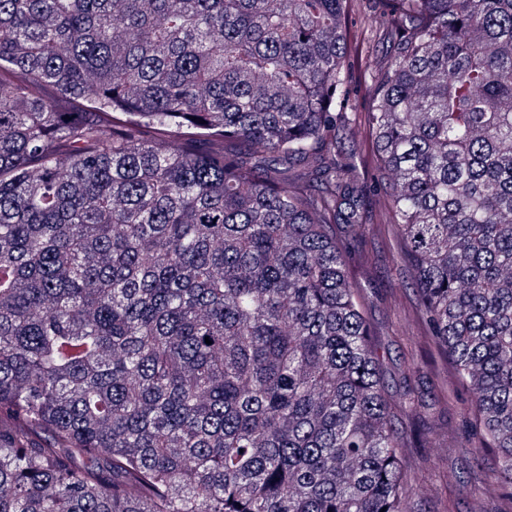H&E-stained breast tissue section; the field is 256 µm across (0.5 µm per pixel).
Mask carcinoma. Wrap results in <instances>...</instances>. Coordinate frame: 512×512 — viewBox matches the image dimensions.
I'll list each match as a JSON object with an SVG mask.
<instances>
[{
    "label": "carcinoma",
    "mask_w": 512,
    "mask_h": 512,
    "mask_svg": "<svg viewBox=\"0 0 512 512\" xmlns=\"http://www.w3.org/2000/svg\"><path fill=\"white\" fill-rule=\"evenodd\" d=\"M376 206L503 490L512 0H0V512H408Z\"/></svg>",
    "instance_id": "carcinoma-1"
}]
</instances>
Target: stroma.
I'll list each match as a JSON object with an SVG mask.
<instances>
[{
  "instance_id": "35a3bbf8",
  "label": "stroma",
  "mask_w": 512,
  "mask_h": 512,
  "mask_svg": "<svg viewBox=\"0 0 512 512\" xmlns=\"http://www.w3.org/2000/svg\"><path fill=\"white\" fill-rule=\"evenodd\" d=\"M336 237L349 258V274L382 363L393 425L403 442V477L414 490L411 512H512V499L487 489L500 462L472 435L470 395L455 385L425 340L418 292L404 266L395 225L378 212L360 233L340 227ZM417 431L429 435V445L413 443Z\"/></svg>"
}]
</instances>
